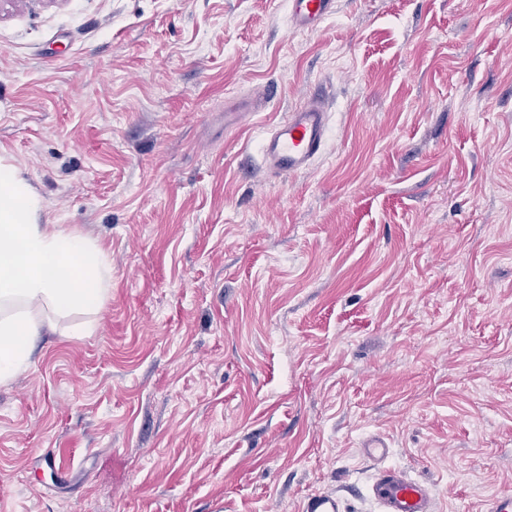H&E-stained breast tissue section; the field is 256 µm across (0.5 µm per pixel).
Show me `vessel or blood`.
Returning a JSON list of instances; mask_svg holds the SVG:
<instances>
[{"instance_id": "1", "label": "vessel or blood", "mask_w": 512, "mask_h": 512, "mask_svg": "<svg viewBox=\"0 0 512 512\" xmlns=\"http://www.w3.org/2000/svg\"><path fill=\"white\" fill-rule=\"evenodd\" d=\"M288 4L291 26L299 31H314L335 14L337 0H288ZM328 126L329 112L321 100L310 99L288 112L263 135L261 156L266 173L279 178L310 170L324 151ZM362 451L367 458L382 464L371 487L380 512H436L429 486L409 480L400 469L385 466L390 448L383 437L368 439ZM300 512L344 510L335 494L316 493L304 500Z\"/></svg>"}]
</instances>
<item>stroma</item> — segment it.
<instances>
[{"label":"stroma","instance_id":"1","mask_svg":"<svg viewBox=\"0 0 512 512\" xmlns=\"http://www.w3.org/2000/svg\"><path fill=\"white\" fill-rule=\"evenodd\" d=\"M1 158L112 293L0 383V512H378L376 435L437 512L512 490V0H5ZM290 25L299 31H315L336 13V0H288ZM329 115L324 103L313 98L268 129L261 141L266 173L279 178L310 170L324 151ZM300 512H344L340 499L332 493H315L307 497Z\"/></svg>","mask_w":512,"mask_h":512}]
</instances>
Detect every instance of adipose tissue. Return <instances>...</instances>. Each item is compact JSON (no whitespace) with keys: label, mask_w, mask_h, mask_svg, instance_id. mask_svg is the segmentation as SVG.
Returning a JSON list of instances; mask_svg holds the SVG:
<instances>
[{"label":"adipose tissue","mask_w":512,"mask_h":512,"mask_svg":"<svg viewBox=\"0 0 512 512\" xmlns=\"http://www.w3.org/2000/svg\"><path fill=\"white\" fill-rule=\"evenodd\" d=\"M42 203L12 164L0 161V382L32 365L31 344L60 332L71 311L94 312L110 291L112 266L80 234L40 221Z\"/></svg>","instance_id":"obj_1"}]
</instances>
